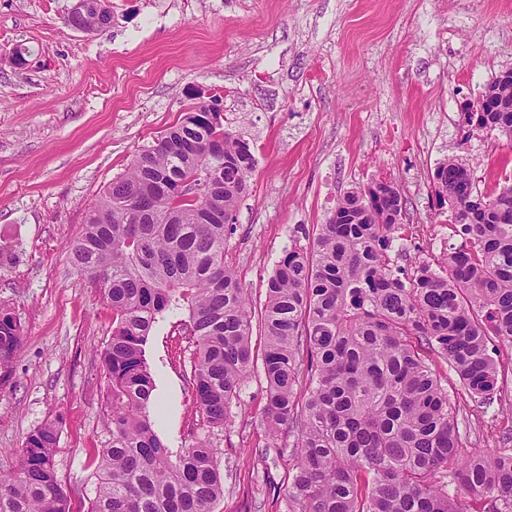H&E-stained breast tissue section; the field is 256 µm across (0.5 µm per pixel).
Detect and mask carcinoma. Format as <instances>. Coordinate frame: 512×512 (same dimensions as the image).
<instances>
[{"instance_id": "carcinoma-1", "label": "carcinoma", "mask_w": 512, "mask_h": 512, "mask_svg": "<svg viewBox=\"0 0 512 512\" xmlns=\"http://www.w3.org/2000/svg\"><path fill=\"white\" fill-rule=\"evenodd\" d=\"M68 24L102 31L106 0H83ZM496 110L467 114L476 131L512 136V69L485 87ZM222 97L192 106L141 147L67 245L72 265L112 308L100 360L107 428L89 512H213L224 482L210 433L253 362L247 288L226 259L255 156L224 125ZM466 166L438 163L433 182L457 211L467 248L409 273L390 266L401 202L397 188L348 192L316 227L310 248L283 251L266 282L261 320L267 404L279 449L294 459L288 512H466L448 487L512 512V433L491 452L471 440L466 408L428 364L442 355L481 407L494 402L493 340L512 346V186L477 204ZM188 312L195 345L190 382L208 434L173 454L150 419L154 380L145 345L158 316ZM21 323L0 311V368L9 367ZM59 429L28 434L21 470L0 476V512H70L54 467Z\"/></svg>"}]
</instances>
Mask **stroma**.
<instances>
[{
  "instance_id": "obj_1",
  "label": "stroma",
  "mask_w": 512,
  "mask_h": 512,
  "mask_svg": "<svg viewBox=\"0 0 512 512\" xmlns=\"http://www.w3.org/2000/svg\"><path fill=\"white\" fill-rule=\"evenodd\" d=\"M74 0H0V310L23 340L0 368V474L18 472L27 435L58 420L54 456L71 512H88L96 451L108 441L100 353L112 310L70 263L67 243L138 150L174 125L193 99L222 97L224 122L256 159L227 258L253 313L283 251L309 247L347 191L385 178L406 200L433 252L395 241L394 268L413 270L464 246L435 194L438 162L457 157L476 188L512 177V140L466 134L460 105L512 68V0H109L110 27H70ZM29 47L25 67L12 61ZM186 311L155 323L145 358L151 418L173 452L201 417L190 377ZM214 441L224 496L214 512H288L290 457L265 465L264 338ZM499 391L474 409L493 447L512 428V346L498 345Z\"/></svg>"
}]
</instances>
